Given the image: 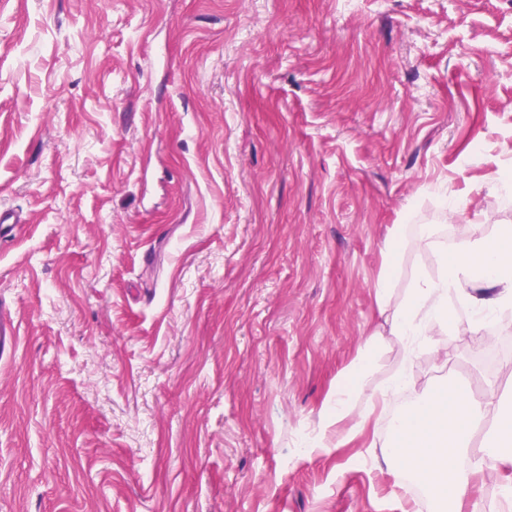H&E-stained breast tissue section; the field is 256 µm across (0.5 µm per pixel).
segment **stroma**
<instances>
[{"label": "stroma", "mask_w": 512, "mask_h": 512, "mask_svg": "<svg viewBox=\"0 0 512 512\" xmlns=\"http://www.w3.org/2000/svg\"><path fill=\"white\" fill-rule=\"evenodd\" d=\"M511 171L512 0H0V512H435L381 460L376 284L404 218L512 226ZM448 314L414 389L512 393V323ZM374 334L365 431L312 447ZM18 330L17 326L5 310L3 305H0V354L4 355L5 352H13L18 344Z\"/></svg>", "instance_id": "stroma-1"}]
</instances>
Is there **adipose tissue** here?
<instances>
[{
	"label": "adipose tissue",
	"mask_w": 512,
	"mask_h": 512,
	"mask_svg": "<svg viewBox=\"0 0 512 512\" xmlns=\"http://www.w3.org/2000/svg\"><path fill=\"white\" fill-rule=\"evenodd\" d=\"M437 232V225L423 224L417 237L420 247L434 251L437 276L414 273L405 298L395 307L390 304L393 273L382 275L376 286L378 311L389 314L390 332L402 343V366L386 386L390 393L406 388L405 367L414 361L421 339L448 332L449 301L468 309L481 327L498 325L501 312L512 308V230L453 248L436 246ZM372 369L373 358L367 355L349 373L334 402L320 414L319 439H327L340 425L345 426L348 439L361 430V422L349 419L351 401ZM483 420L492 424L493 452L502 463L512 464V412L502 410L495 390H488L484 399L470 400L452 388L431 400L418 397L412 410L392 424L393 438L383 445L382 461L395 469L420 471L424 486L444 512H463L476 472L461 469L454 458L467 449L470 424Z\"/></svg>",
	"instance_id": "1"
}]
</instances>
